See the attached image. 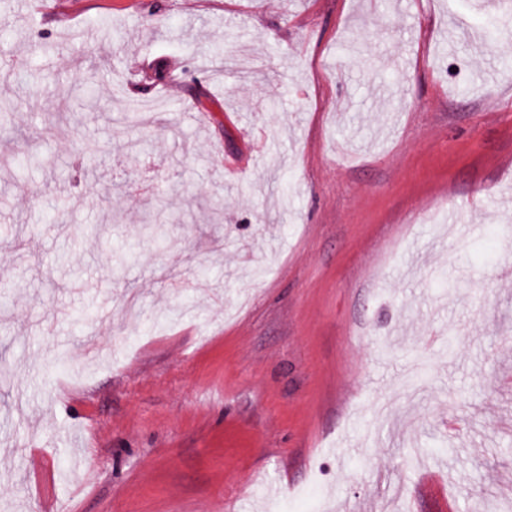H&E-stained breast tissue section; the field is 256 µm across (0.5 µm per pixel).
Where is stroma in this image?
<instances>
[{
  "instance_id": "1",
  "label": "stroma",
  "mask_w": 512,
  "mask_h": 512,
  "mask_svg": "<svg viewBox=\"0 0 512 512\" xmlns=\"http://www.w3.org/2000/svg\"><path fill=\"white\" fill-rule=\"evenodd\" d=\"M495 18L0 0V512L512 504V72L477 75L512 54L462 34Z\"/></svg>"
}]
</instances>
